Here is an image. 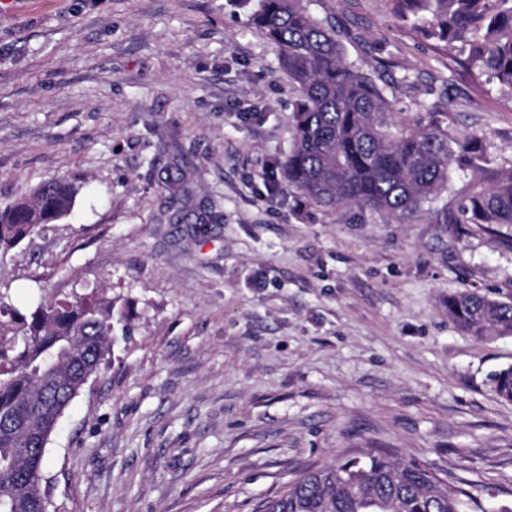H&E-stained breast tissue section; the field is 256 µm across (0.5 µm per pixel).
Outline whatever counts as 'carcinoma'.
<instances>
[{
  "label": "carcinoma",
  "instance_id": "1",
  "mask_svg": "<svg viewBox=\"0 0 512 512\" xmlns=\"http://www.w3.org/2000/svg\"><path fill=\"white\" fill-rule=\"evenodd\" d=\"M391 16L417 39L456 53L467 74L512 96V0H387ZM252 24L279 47L297 86L288 183L319 206L354 204L402 223L422 213L438 224H473L512 247V168L495 184L497 159L476 134L455 135L445 112L416 118L393 111L370 75L345 60L330 24L303 0H260ZM474 179L455 212L443 194L450 171ZM77 187L65 178L0 210V249L71 213ZM115 301L93 292L23 312L0 299V512H51L47 445L66 410L111 355L115 332H129ZM448 318L475 336H512V297L477 291L448 296ZM512 401V365L493 376ZM261 512H485L473 495L415 461L379 455L304 473Z\"/></svg>",
  "mask_w": 512,
  "mask_h": 512
}]
</instances>
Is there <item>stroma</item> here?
<instances>
[{
    "label": "stroma",
    "instance_id": "stroma-1",
    "mask_svg": "<svg viewBox=\"0 0 512 512\" xmlns=\"http://www.w3.org/2000/svg\"><path fill=\"white\" fill-rule=\"evenodd\" d=\"M259 0L0 2V209L64 177L71 214L0 250L22 308L85 287L130 334L48 446L58 512H259L304 471L383 452L512 512V337L448 318L512 297L471 224L307 201L286 176L297 87ZM396 111L444 112L512 166V97L448 69L386 0H305ZM278 172L267 193L265 174Z\"/></svg>",
    "mask_w": 512,
    "mask_h": 512
}]
</instances>
